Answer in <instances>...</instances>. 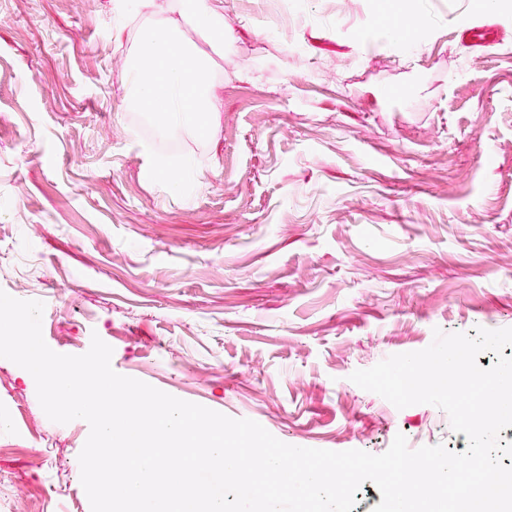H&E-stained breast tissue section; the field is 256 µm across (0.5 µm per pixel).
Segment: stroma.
<instances>
[{
    "label": "stroma",
    "instance_id": "35a3bbf8",
    "mask_svg": "<svg viewBox=\"0 0 512 512\" xmlns=\"http://www.w3.org/2000/svg\"><path fill=\"white\" fill-rule=\"evenodd\" d=\"M420 22L414 49L387 20ZM151 18L114 0H0V290L54 352L279 440L464 451L427 404L350 381L434 329L512 328V7L224 0L213 133L154 128L121 76ZM494 33L463 45L459 25ZM192 161L185 195L155 162ZM81 419L0 358V512H91Z\"/></svg>",
    "mask_w": 512,
    "mask_h": 512
}]
</instances>
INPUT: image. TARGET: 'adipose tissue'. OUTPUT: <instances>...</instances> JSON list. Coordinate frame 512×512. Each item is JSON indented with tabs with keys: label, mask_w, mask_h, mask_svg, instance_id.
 <instances>
[{
	"label": "adipose tissue",
	"mask_w": 512,
	"mask_h": 512,
	"mask_svg": "<svg viewBox=\"0 0 512 512\" xmlns=\"http://www.w3.org/2000/svg\"><path fill=\"white\" fill-rule=\"evenodd\" d=\"M139 7L162 14L163 23L141 32L139 60L122 79L133 92L132 104L151 113L169 111L173 127L208 124L218 110L211 81L214 59L202 50L186 53L178 35L189 20L203 33L222 31L224 0H204L190 12L176 9L170 0H139Z\"/></svg>",
	"instance_id": "ef3b65f1"
}]
</instances>
